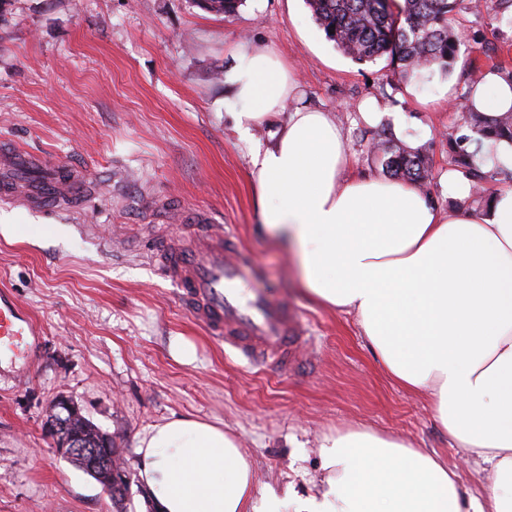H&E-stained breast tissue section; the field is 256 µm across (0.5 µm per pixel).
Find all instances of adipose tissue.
<instances>
[{"instance_id": "adipose-tissue-1", "label": "adipose tissue", "mask_w": 512, "mask_h": 512, "mask_svg": "<svg viewBox=\"0 0 512 512\" xmlns=\"http://www.w3.org/2000/svg\"><path fill=\"white\" fill-rule=\"evenodd\" d=\"M229 81L235 129L288 119L250 164L259 229L295 260L315 303L355 315L386 375L424 394L452 440L492 474L475 494L437 453L370 429L320 444L315 493L258 488L238 437L178 417L145 432L139 477L158 512H512V187L468 207L469 177H445L447 208L412 184L352 170L329 112L305 103L267 47L241 52ZM483 113L512 107V75L487 69Z\"/></svg>"}]
</instances>
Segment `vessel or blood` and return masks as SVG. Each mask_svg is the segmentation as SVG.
Masks as SVG:
<instances>
[{
	"instance_id": "b4317fda",
	"label": "vessel or blood",
	"mask_w": 512,
	"mask_h": 512,
	"mask_svg": "<svg viewBox=\"0 0 512 512\" xmlns=\"http://www.w3.org/2000/svg\"><path fill=\"white\" fill-rule=\"evenodd\" d=\"M10 175L0 196L42 208L80 202L88 185L77 173L61 174L22 153L0 159ZM179 236L166 237L149 258L179 290L181 306L217 342L247 360L282 373L302 365L307 332L298 311L270 297L250 256L234 232L205 210H183ZM40 336L10 299L0 292V356L30 367Z\"/></svg>"
}]
</instances>
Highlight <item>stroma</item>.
I'll return each instance as SVG.
<instances>
[{
  "mask_svg": "<svg viewBox=\"0 0 512 512\" xmlns=\"http://www.w3.org/2000/svg\"><path fill=\"white\" fill-rule=\"evenodd\" d=\"M463 60L512 70V26L460 10ZM263 45L310 104L331 112L356 168L381 174L379 136L418 149L425 190L441 177L461 108V72L423 69L399 80L386 59L357 62L321 34L305 0H245L216 15L194 0H7L0 9V151L82 171L90 193L53 210L0 199V290L44 342L22 378L0 383V512H112L89 475L59 456L45 432L57 397L77 402L137 468L153 425L190 416L237 434L259 483L315 490L323 436L368 426L445 456L472 491L483 467L454 447L423 396L390 381L353 316L309 300L297 268L256 226L249 159L271 125L241 139L243 104L227 76L240 48ZM378 103V124L361 112ZM202 208L232 226L260 281L298 309L310 330L303 368L248 366L181 307L143 250L177 231L164 208ZM191 342L193 362L172 353Z\"/></svg>",
  "mask_w": 512,
  "mask_h": 512,
  "instance_id": "stroma-1",
  "label": "stroma"
}]
</instances>
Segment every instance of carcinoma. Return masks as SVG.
I'll list each match as a JSON object with an SVG mask.
<instances>
[{"mask_svg": "<svg viewBox=\"0 0 512 512\" xmlns=\"http://www.w3.org/2000/svg\"><path fill=\"white\" fill-rule=\"evenodd\" d=\"M243 2L199 0L197 5L207 12L230 16ZM462 2L464 0H306L315 20L345 54L358 62L385 56L403 78L430 65L448 74L454 70L464 43L455 23ZM482 5L501 20L512 6V0H484ZM482 5L471 0L468 9L477 10ZM468 77V90L461 95L464 126L481 140L512 141V107L495 118H487L474 98V85L480 81L479 70H469ZM466 140V136L449 140L450 151L455 164L464 169L473 183L474 201L486 204L488 198L481 193L485 173L462 146ZM378 145L381 146L379 162L389 176L415 185L428 177L426 158L420 150L390 147L386 139L379 140ZM64 422L63 435L79 434L90 445H97L107 437L81 409L68 414ZM115 471L125 472L127 466L119 449L113 445L108 464L96 471L94 479L109 492L115 512H126L124 503L130 484L112 479Z\"/></svg>", "mask_w": 512, "mask_h": 512, "instance_id": "obj_1", "label": "carcinoma"}]
</instances>
